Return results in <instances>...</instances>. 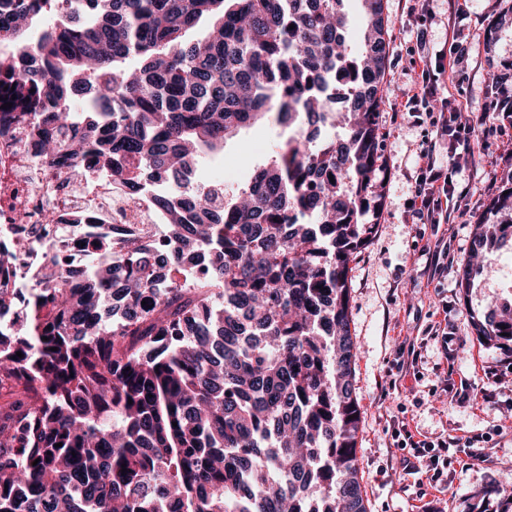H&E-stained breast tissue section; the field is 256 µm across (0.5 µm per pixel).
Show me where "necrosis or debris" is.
I'll list each match as a JSON object with an SVG mask.
<instances>
[{"mask_svg":"<svg viewBox=\"0 0 512 512\" xmlns=\"http://www.w3.org/2000/svg\"><path fill=\"white\" fill-rule=\"evenodd\" d=\"M155 191H114L111 173L89 158L76 168L38 164L25 125L0 137V256L7 268L0 288L15 299L0 328L18 326L23 301L47 266L85 269L98 235L151 246L164 258L174 253Z\"/></svg>","mask_w":512,"mask_h":512,"instance_id":"necrosis-or-debris-1","label":"necrosis or debris"}]
</instances>
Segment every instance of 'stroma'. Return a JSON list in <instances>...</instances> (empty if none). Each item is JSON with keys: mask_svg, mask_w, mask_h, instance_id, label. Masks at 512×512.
I'll return each instance as SVG.
<instances>
[{"mask_svg": "<svg viewBox=\"0 0 512 512\" xmlns=\"http://www.w3.org/2000/svg\"><path fill=\"white\" fill-rule=\"evenodd\" d=\"M431 7L433 18L423 21L412 14L411 0H384L391 26L378 153L387 170L376 226L348 276L361 408L359 475L367 512H466L476 502L483 512H499V498L484 499L483 492L512 483V360L477 339L471 317L512 287L501 273L512 258L489 253L481 287L467 293L458 273L471 256L477 218L512 173V117L486 109L499 92L493 72L512 63V27L497 26L512 0H433ZM459 8L467 12L456 21L464 79L444 75L438 96L460 108L475 137L471 152L448 173L453 221L437 226L420 223L411 205L418 154L432 127L426 115L392 106L413 84L418 32H425L430 51L449 48L448 23ZM282 138L281 128L270 124L242 130L203 158L196 177H223L226 194H233ZM441 238L448 241V272L434 278L429 251ZM442 321L453 334L445 347L432 337ZM403 426L415 435L458 440L451 464L406 474L401 461L408 451L395 437Z\"/></svg>", "mask_w": 512, "mask_h": 512, "instance_id": "35a3bbf8", "label": "stroma"}]
</instances>
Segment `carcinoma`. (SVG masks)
<instances>
[{
  "label": "carcinoma",
  "mask_w": 512,
  "mask_h": 512,
  "mask_svg": "<svg viewBox=\"0 0 512 512\" xmlns=\"http://www.w3.org/2000/svg\"><path fill=\"white\" fill-rule=\"evenodd\" d=\"M358 2L354 47L343 0H0L14 48L0 134L28 117L50 165L89 156L131 191L182 185L243 129L342 120L337 141L286 137L222 205L201 189L157 198L174 263L206 252L200 288L156 287L162 257L126 261L109 242L81 284L62 269L36 282L0 332V512H367L348 272L380 199L390 22L384 0ZM338 71L336 115L316 88ZM505 234L512 185L474 224L472 256ZM482 275L470 260L458 287ZM473 326L512 358V303Z\"/></svg>",
  "instance_id": "obj_1"
}]
</instances>
